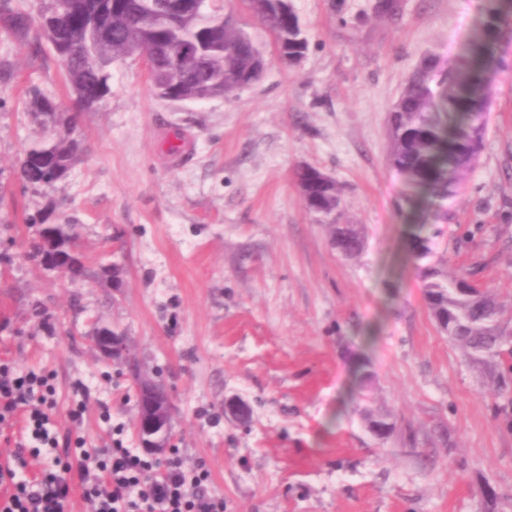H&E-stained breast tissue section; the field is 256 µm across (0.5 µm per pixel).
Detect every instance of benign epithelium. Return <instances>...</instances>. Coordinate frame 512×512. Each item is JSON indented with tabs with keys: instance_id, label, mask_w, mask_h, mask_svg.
<instances>
[{
	"instance_id": "obj_1",
	"label": "benign epithelium",
	"mask_w": 512,
	"mask_h": 512,
	"mask_svg": "<svg viewBox=\"0 0 512 512\" xmlns=\"http://www.w3.org/2000/svg\"><path fill=\"white\" fill-rule=\"evenodd\" d=\"M96 356L106 362L117 359L127 351L124 336H93ZM131 375L137 385L141 403L138 406L136 428L145 435L141 444L144 451L164 457L170 451L174 404L166 390L139 368H132ZM224 415L238 423L250 419L248 405L236 396L224 401Z\"/></svg>"
}]
</instances>
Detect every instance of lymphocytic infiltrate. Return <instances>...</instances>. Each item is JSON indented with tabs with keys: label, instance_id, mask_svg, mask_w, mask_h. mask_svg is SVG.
<instances>
[{
	"label": "lymphocytic infiltrate",
	"instance_id": "lymphocytic-infiltrate-1",
	"mask_svg": "<svg viewBox=\"0 0 512 512\" xmlns=\"http://www.w3.org/2000/svg\"><path fill=\"white\" fill-rule=\"evenodd\" d=\"M52 407L46 376L20 375L0 363V425L22 426L21 444L0 464V512H63L76 492L83 512H224L223 497L207 489L206 469L187 471L174 456L155 477L149 460L119 444L73 451L71 437L53 428ZM44 451L53 453V468L26 478L27 456Z\"/></svg>",
	"mask_w": 512,
	"mask_h": 512
}]
</instances>
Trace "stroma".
Wrapping results in <instances>:
<instances>
[{
	"mask_svg": "<svg viewBox=\"0 0 512 512\" xmlns=\"http://www.w3.org/2000/svg\"><path fill=\"white\" fill-rule=\"evenodd\" d=\"M292 0L304 61L269 62L234 97L157 98L145 64L112 66V92L83 113L86 153L53 190L14 169L39 134L38 88L69 104L51 46L32 55L0 29V362L50 375L60 434L138 450L131 365L174 406L173 448L205 464L224 512H512V393L440 331L410 253L412 219L389 166L390 112L423 56L451 64L488 0ZM482 147L445 219L423 234L432 260L512 304V16ZM188 157L170 162L169 133ZM310 164L342 190L365 239L341 257L293 180ZM80 226L88 275L71 283L29 262L25 217ZM119 265V279L103 273ZM108 325L131 361L95 358ZM249 404L241 426L225 398ZM386 414L380 438L360 406Z\"/></svg>",
	"mask_w": 512,
	"mask_h": 512,
	"instance_id": "obj_1",
	"label": "stroma"
}]
</instances>
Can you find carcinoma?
I'll return each mask as SVG.
<instances>
[{"mask_svg": "<svg viewBox=\"0 0 512 512\" xmlns=\"http://www.w3.org/2000/svg\"><path fill=\"white\" fill-rule=\"evenodd\" d=\"M43 0L33 18L0 0V27L28 43L32 53L51 42L65 60L64 74L75 96L76 111L63 110L38 90L26 102L31 120L42 135L20 158V183L35 190L63 181L83 152L78 116L97 109L110 93L112 62L147 55L152 86L165 99L189 101L211 95L226 98L259 80L260 47L250 32L224 21V5L214 2L200 9L198 0ZM270 38L281 65L308 50V40L293 5L279 0H241ZM478 18L470 40L455 66L446 69L433 55L422 60L408 78L389 118L391 167L414 189L404 203L412 212L447 215L448 199L457 194L465 172L476 161L482 145L481 116L491 103L492 78L500 70L496 45L501 24L512 0H493ZM185 43L202 50L193 58L178 57ZM294 180L305 187L304 202L319 223L330 225L336 251L345 257L361 254L364 238L354 224H339L343 215L341 189L335 180L318 182L306 166ZM51 214L38 209L26 222L38 227L27 258L42 266L43 241L52 239L57 250L69 253L78 238V225L50 223ZM413 258L432 255L428 239L413 235ZM424 292L438 327L465 358L498 368L512 360V330L506 311L488 292L470 287L461 276L445 275L424 266Z\"/></svg>", "mask_w": 512, "mask_h": 512, "instance_id": "1", "label": "carcinoma"}]
</instances>
